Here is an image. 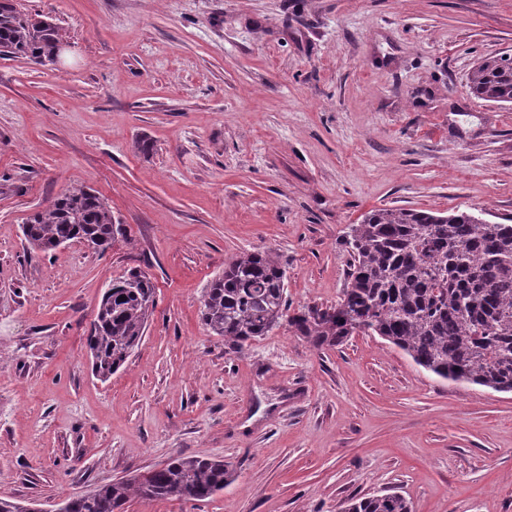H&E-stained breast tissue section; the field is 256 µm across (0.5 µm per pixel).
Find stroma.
I'll use <instances>...</instances> for the list:
<instances>
[{"label": "stroma", "instance_id": "stroma-1", "mask_svg": "<svg viewBox=\"0 0 512 512\" xmlns=\"http://www.w3.org/2000/svg\"><path fill=\"white\" fill-rule=\"evenodd\" d=\"M17 3L70 48L0 58V497L55 512L180 453L235 478L127 512H338L393 491L413 512H512V392L362 333L316 347L283 326L237 353L200 319L253 250L277 254L292 309L336 304L348 228L373 209L512 224V106L467 80L512 51V0ZM71 187L125 236L30 249L25 218ZM134 267L155 309L102 381L86 338Z\"/></svg>", "mask_w": 512, "mask_h": 512}]
</instances>
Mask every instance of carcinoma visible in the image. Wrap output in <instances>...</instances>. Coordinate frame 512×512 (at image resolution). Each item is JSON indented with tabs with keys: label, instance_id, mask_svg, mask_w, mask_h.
<instances>
[{
	"label": "carcinoma",
	"instance_id": "cac0c4a2",
	"mask_svg": "<svg viewBox=\"0 0 512 512\" xmlns=\"http://www.w3.org/2000/svg\"><path fill=\"white\" fill-rule=\"evenodd\" d=\"M63 41L57 24L20 10L16 0H0V56L52 61ZM468 81L481 99L512 104V54L479 59ZM22 234L30 248L48 252L73 240L104 250L121 231L99 195L73 187L31 212ZM346 244L352 263L336 305L288 314L285 269L273 251L254 250L232 258L206 289L202 323L235 350L284 322L316 347L362 332L443 380L512 392V224L467 212L380 208L351 225ZM154 306L145 273L132 270L112 282L87 337L96 377L107 380L124 366ZM234 475L222 460L177 455L159 469L70 495L64 505L67 512H126L133 498L205 500ZM340 512H412V506L391 492L352 497Z\"/></svg>",
	"mask_w": 512,
	"mask_h": 512
}]
</instances>
